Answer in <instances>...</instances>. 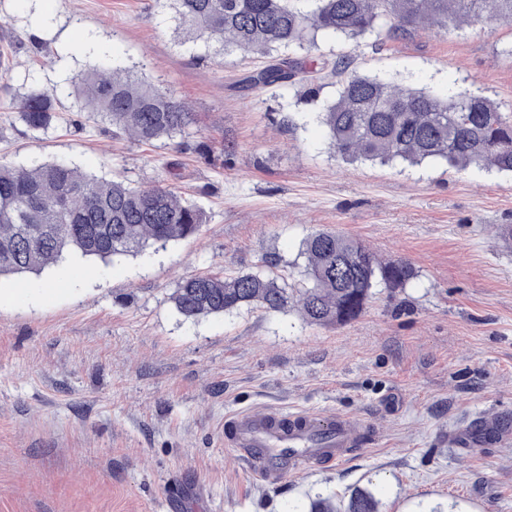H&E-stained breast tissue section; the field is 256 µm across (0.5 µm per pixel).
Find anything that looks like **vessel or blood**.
<instances>
[{"label":"vessel or blood","instance_id":"vessel-or-blood-1","mask_svg":"<svg viewBox=\"0 0 512 512\" xmlns=\"http://www.w3.org/2000/svg\"><path fill=\"white\" fill-rule=\"evenodd\" d=\"M363 424L341 415L276 407L234 414L224 423V445L249 475L275 484L321 461L340 463L366 445Z\"/></svg>","mask_w":512,"mask_h":512}]
</instances>
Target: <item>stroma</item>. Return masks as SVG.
<instances>
[{
  "label": "stroma",
  "mask_w": 512,
  "mask_h": 512,
  "mask_svg": "<svg viewBox=\"0 0 512 512\" xmlns=\"http://www.w3.org/2000/svg\"><path fill=\"white\" fill-rule=\"evenodd\" d=\"M313 58L445 98L468 89L512 113V23L393 39L325 37ZM0 160L66 161L98 179L170 186L199 232L104 263L69 257L0 278V512H308L369 487L381 512H512V445L448 437L490 415L512 432V174L346 163L317 114L322 80L243 89L264 60L198 57L155 0H0ZM107 62L187 101L184 136L138 144L84 110L76 76ZM63 110L30 130L10 100L31 82ZM335 231L410 263L344 325L295 310L184 319L171 295L204 273L265 269L296 283L303 240ZM343 414L374 442L340 465L252 480L224 420L266 407Z\"/></svg>",
  "instance_id": "1"
}]
</instances>
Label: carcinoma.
<instances>
[{"label": "carcinoma", "mask_w": 512, "mask_h": 512, "mask_svg": "<svg viewBox=\"0 0 512 512\" xmlns=\"http://www.w3.org/2000/svg\"><path fill=\"white\" fill-rule=\"evenodd\" d=\"M173 10L170 20L227 54L241 51L267 59L249 77L269 87L305 80L316 71L334 76L335 97L319 116L330 145L345 161L442 162L463 170L482 164L512 173V113L467 91L438 99L352 69L338 56L319 69L289 56L320 36L355 38L390 22L386 34L400 38L425 26L448 27L485 15L512 21V0H156ZM84 109L112 125L114 134L152 143L185 132L187 103L117 67L81 73L74 82ZM23 122L45 131L57 119L54 95L33 88L17 103ZM205 220L192 199L160 185L132 187L121 180L90 178L62 161L16 166L0 161V276L33 273L71 254L110 261L198 233ZM306 285L297 288L256 271L211 273L181 280L172 301L186 319L226 314L243 307L294 308L310 325H342L357 319L372 288L404 286L415 275L404 262H383L357 239L318 231L302 244ZM309 512H380L365 488L333 503L318 497Z\"/></svg>", "instance_id": "obj_1"}]
</instances>
